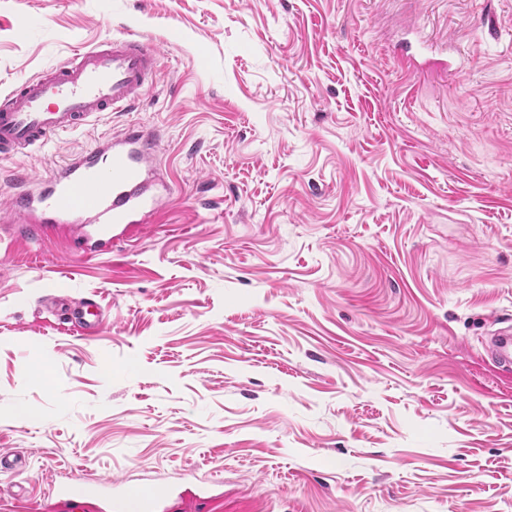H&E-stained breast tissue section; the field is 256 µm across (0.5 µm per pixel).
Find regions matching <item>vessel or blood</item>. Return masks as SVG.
<instances>
[{
    "label": "vessel or blood",
    "mask_w": 512,
    "mask_h": 512,
    "mask_svg": "<svg viewBox=\"0 0 512 512\" xmlns=\"http://www.w3.org/2000/svg\"><path fill=\"white\" fill-rule=\"evenodd\" d=\"M159 50L129 33L79 51L67 61L21 80L0 96V153L17 154L90 124L103 112L126 111L154 76ZM154 131L130 126L96 149L65 158L32 179L19 175L8 201L19 240L64 231L87 257L111 254L116 224L148 222L170 195L157 167ZM82 338L98 334L102 313L93 302L70 314ZM493 364L512 370V325L491 336ZM105 481L67 477L50 488L51 512H170L166 486L105 494Z\"/></svg>",
    "instance_id": "obj_1"
}]
</instances>
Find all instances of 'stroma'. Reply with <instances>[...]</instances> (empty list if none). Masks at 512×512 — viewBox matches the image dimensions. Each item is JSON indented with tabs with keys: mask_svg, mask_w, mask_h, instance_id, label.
<instances>
[{
	"mask_svg": "<svg viewBox=\"0 0 512 512\" xmlns=\"http://www.w3.org/2000/svg\"><path fill=\"white\" fill-rule=\"evenodd\" d=\"M130 30L160 50L130 111L0 154L1 206L140 125L172 189L98 258L0 209V512L73 474H193L209 512H512L480 344L512 320V0H0V91ZM66 315L69 320H74L80 336L84 339L97 335L103 327L102 313L97 305L90 301L78 303V307Z\"/></svg>",
	"mask_w": 512,
	"mask_h": 512,
	"instance_id": "obj_1",
	"label": "stroma"
}]
</instances>
